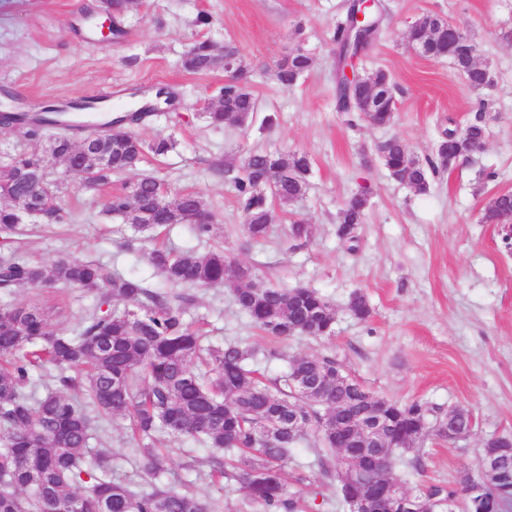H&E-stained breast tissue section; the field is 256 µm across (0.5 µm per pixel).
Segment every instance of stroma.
Wrapping results in <instances>:
<instances>
[{
  "label": "stroma",
  "instance_id": "stroma-1",
  "mask_svg": "<svg viewBox=\"0 0 512 512\" xmlns=\"http://www.w3.org/2000/svg\"><path fill=\"white\" fill-rule=\"evenodd\" d=\"M88 2L0 0V88L29 105L109 89L123 111L134 102L131 90L167 88L172 105L134 131L146 141L170 138L174 149L146 155L135 169L113 176L112 185L154 176L169 193H198L215 214L216 235L197 239L187 224L137 232L105 214L104 193L74 181L59 193L66 225H28L22 255L43 263L62 256L108 261L155 290L164 283L147 261L152 245L202 254L220 246L264 284L317 289L336 308L335 332L319 341L291 340L289 355L333 356L379 397L427 402L444 412L461 407L472 416L467 438L427 442L422 470L396 461V482L410 493L421 484L458 489L478 479L486 442L512 437V248L500 227L482 221L487 196L512 190V0H381L386 21L358 68L364 74L387 70L399 89L398 112L386 127L364 121L349 126L336 110L330 37L346 16V0H140L123 17V36L106 42L98 41L85 17ZM427 12L470 29L493 74L492 88L473 91L449 59L430 60L409 48L408 29ZM201 14L209 15L210 25L197 24ZM202 40L234 42L248 60L246 81L260 102L248 127L216 128L204 119L224 72L184 69L185 54ZM297 46L313 63L285 89L272 69ZM481 99L491 116L484 150L430 176L426 193L390 179L373 160L376 145L392 136L408 144L413 158L425 160L442 129L463 127ZM270 114L275 122L268 126ZM253 150L304 152L312 162L305 198L275 205L270 234L259 243L248 240L233 183L221 172L225 166L240 169ZM490 171L495 180H485ZM361 190L369 202L352 246L337 236V216ZM296 219L310 226L298 247L287 238ZM357 291L372 310L365 321L347 308ZM189 294L185 318L202 322L212 345L235 341L265 348L229 288H193ZM12 300L41 305L50 323L75 326L101 298L60 285L25 288ZM91 446L108 455L115 480L144 484L127 421L100 423ZM211 455V449L183 443L170 454L168 480H183L199 496L219 500L222 512H255L239 486L211 482ZM292 455L285 477L304 500V512H347L331 488L315 482L309 449H293Z\"/></svg>",
  "mask_w": 512,
  "mask_h": 512
}]
</instances>
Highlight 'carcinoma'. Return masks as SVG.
Here are the masks:
<instances>
[{"instance_id":"cac0c4a2","label":"carcinoma","mask_w":512,"mask_h":512,"mask_svg":"<svg viewBox=\"0 0 512 512\" xmlns=\"http://www.w3.org/2000/svg\"><path fill=\"white\" fill-rule=\"evenodd\" d=\"M356 5L347 9L345 21L336 25L331 41L351 39V55L366 49L376 36L374 26L359 36L352 33ZM443 26V18L424 14L408 31L407 42L429 59L443 58L438 47L425 43L428 34ZM211 42L195 44V55L184 58L183 67L194 73L215 69ZM456 72L474 91L486 88L485 73L451 58ZM311 57L294 48L277 62L276 81L294 86L311 67ZM369 76L379 86L371 111L365 112L346 100L342 83L336 84V109L374 125L391 124L398 110L395 85L384 69ZM218 97L223 111L208 112L215 127H244L259 111V102L246 85L224 83ZM80 120L67 121L52 105L37 112L14 106L0 112V128L15 130L26 139L44 138L56 144L49 156L17 153L0 162V239L15 242L26 214L12 203L14 176L20 170L37 172L47 160L70 158L68 133L84 130L98 133V147L112 164L97 169L88 178L89 190L107 191L105 214L145 232L174 224L192 225L195 236L208 238L214 224L204 199L196 194L159 197L161 183L150 177L137 186L112 190V175L133 169L145 153L167 154L171 139L157 137L147 143L129 129L152 110L119 112L108 119L86 113L88 102H77ZM488 137V121L478 113L462 129H446L434 157L422 164L410 155L407 144L392 137L380 143L377 157L388 176L411 188H429L427 170H447L466 143ZM311 159L298 151H252L241 172L232 178L244 230L255 242L270 231L273 202L294 204L305 197ZM60 186L48 181L33 191L37 217L47 225L64 223L63 210L50 204ZM368 198L353 194L338 213L336 233L348 242L357 241L358 225L364 223ZM512 211V194L500 191L487 198L483 212ZM150 266L169 288L230 287L237 309L267 335L278 340L294 337L321 339L333 333L336 308L318 290L309 287L273 288L258 282L252 271L234 262L221 248L205 254L193 249L174 251L155 246L147 253ZM63 284L97 294L124 305V311L92 313L71 331L52 327L44 309L37 305H0V512H220L210 499H203L186 486L151 482L142 488L112 479V468L100 453L95 461L90 441L96 422L128 419L132 440L144 459V470L156 479L167 471V456L142 441H155L161 433L177 441H193L213 452V475L235 481L246 490L249 502L263 512H299L300 499L291 492L285 470L291 451L301 445L317 449L311 464L315 478L331 486L336 497L349 504L348 474L336 438V402L350 404L368 390L357 380L345 389L336 388L340 364L332 357L288 356L276 347L263 351L268 360H284L288 371L268 382L255 369L258 351L235 342L224 347L204 346L200 329L184 319L189 298L181 293L153 291L137 277L117 273L112 264L99 260L62 257L51 264L24 260L15 250L0 258V295H13L21 288H54ZM348 309L357 319L367 320L371 309L359 292L352 294ZM54 368L56 386L45 385L41 394L29 389L30 372ZM81 387L84 401L66 390ZM298 415L302 426H288V416ZM385 415L390 438L403 437L401 446L387 449L389 463L367 470V483L392 479V462L411 451L414 468L422 466L420 448L431 438L444 441L436 408L413 401L390 407ZM457 490L432 484L413 493L420 512H441L448 502H461V512H470L467 500H458Z\"/></svg>"}]
</instances>
